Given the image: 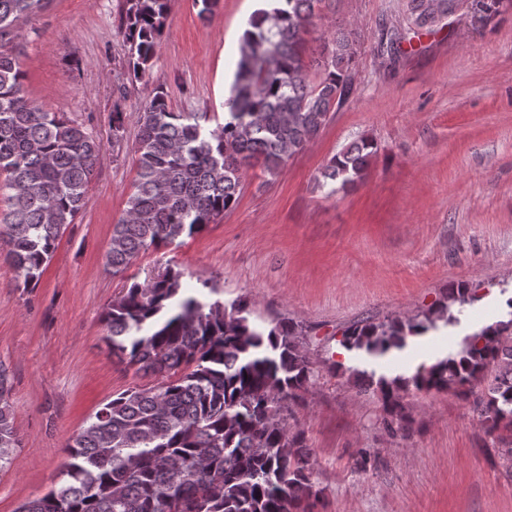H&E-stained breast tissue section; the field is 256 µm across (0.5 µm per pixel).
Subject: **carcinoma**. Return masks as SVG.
<instances>
[{"instance_id":"1","label":"carcinoma","mask_w":512,"mask_h":512,"mask_svg":"<svg viewBox=\"0 0 512 512\" xmlns=\"http://www.w3.org/2000/svg\"><path fill=\"white\" fill-rule=\"evenodd\" d=\"M329 0H267L239 46L224 121L209 112H176L163 87L137 112L135 191L105 254L114 277L143 253L217 223L237 203L243 170L260 166L276 178L289 159L326 126L352 93L350 34L339 30L318 59L304 60L305 34ZM43 0H0V42L35 15ZM121 32L128 74L150 71L170 0H126ZM410 26L379 41L395 58L402 44L431 33L448 17V0H405ZM18 59L0 51V172L8 211L0 245L23 286H37L58 241L86 206L102 139L63 112H46L23 88ZM124 112H112V144L124 140ZM377 145L361 137L333 156L319 186L334 195L361 182ZM245 298L226 305L184 283L166 263L141 282H127L103 321L112 356L155 376L112 396L68 445L60 483L19 512H307L318 495L304 433L288 429L290 405L311 378L299 325L258 322ZM448 321L444 303L423 318L351 325L341 346L383 357ZM495 371L481 415L487 431L512 428V320L478 329L460 350L414 375L381 377L376 386L386 428L402 420L400 392L465 391ZM0 370V470L20 447Z\"/></svg>"}]
</instances>
